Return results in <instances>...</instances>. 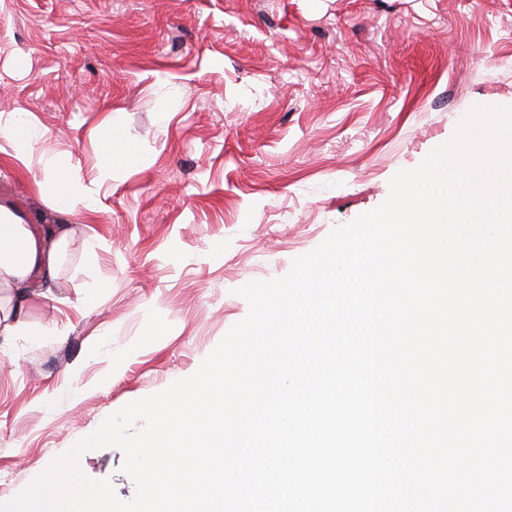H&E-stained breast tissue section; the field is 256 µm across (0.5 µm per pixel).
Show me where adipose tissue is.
<instances>
[{"label": "adipose tissue", "mask_w": 512, "mask_h": 512, "mask_svg": "<svg viewBox=\"0 0 512 512\" xmlns=\"http://www.w3.org/2000/svg\"><path fill=\"white\" fill-rule=\"evenodd\" d=\"M73 227L69 224H26L0 205V292L14 310L0 311V336H35L39 330L23 318L29 303L52 297L61 256Z\"/></svg>", "instance_id": "adipose-tissue-1"}]
</instances>
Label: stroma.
Returning <instances> with one entry per match:
<instances>
[{
  "instance_id": "obj_1",
  "label": "stroma",
  "mask_w": 512,
  "mask_h": 512,
  "mask_svg": "<svg viewBox=\"0 0 512 512\" xmlns=\"http://www.w3.org/2000/svg\"><path fill=\"white\" fill-rule=\"evenodd\" d=\"M477 105L512 106V0H0V148L33 129L0 205L75 227L42 335L0 343V503L194 374L237 288L381 205ZM112 132L135 165L104 170ZM80 460L134 497L122 450Z\"/></svg>"
}]
</instances>
